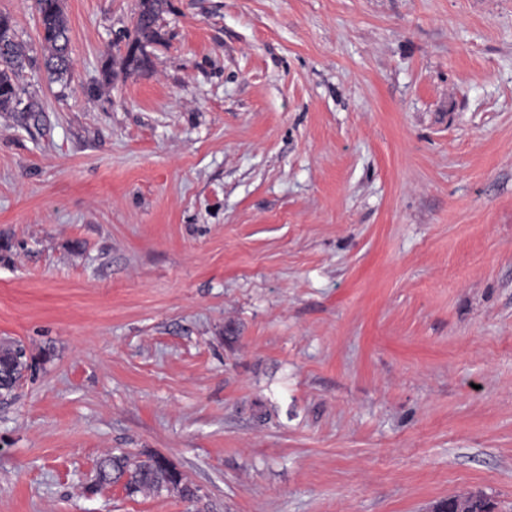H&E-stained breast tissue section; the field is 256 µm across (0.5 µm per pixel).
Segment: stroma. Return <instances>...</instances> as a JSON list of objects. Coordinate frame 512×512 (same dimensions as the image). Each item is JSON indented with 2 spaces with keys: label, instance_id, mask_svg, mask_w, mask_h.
<instances>
[{
  "label": "stroma",
  "instance_id": "35a3bbf8",
  "mask_svg": "<svg viewBox=\"0 0 512 512\" xmlns=\"http://www.w3.org/2000/svg\"><path fill=\"white\" fill-rule=\"evenodd\" d=\"M62 5L53 82L0 0V512H512V0H170L131 75L138 0ZM26 60L29 58L16 38L11 19L0 14V112H19L26 92L18 77ZM29 368L24 347L19 343L0 346V394H10ZM145 457L125 452L104 456L97 464L94 482L87 491L94 493L105 484L122 483L128 495L176 490L188 501L199 500L198 489L184 481L172 461L159 454H145Z\"/></svg>",
  "mask_w": 512,
  "mask_h": 512
}]
</instances>
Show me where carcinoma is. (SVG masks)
<instances>
[{"mask_svg": "<svg viewBox=\"0 0 512 512\" xmlns=\"http://www.w3.org/2000/svg\"><path fill=\"white\" fill-rule=\"evenodd\" d=\"M39 25L50 78L60 81L72 68L68 19L62 0H37ZM169 0H138L133 31L127 34V51L123 70L138 73L148 70L150 58L146 48L162 40L163 14ZM27 56L18 42L9 17L0 14V112L33 111V103H24L25 89L19 84V72ZM28 369L26 352L19 343L0 346V394H9ZM123 484L127 494L159 493L175 490L188 501L198 500V489L184 481L181 472L169 459L159 454L146 458L125 452L104 456L97 464L95 479L87 487L94 493L105 484Z\"/></svg>", "mask_w": 512, "mask_h": 512, "instance_id": "carcinoma-1", "label": "carcinoma"}]
</instances>
